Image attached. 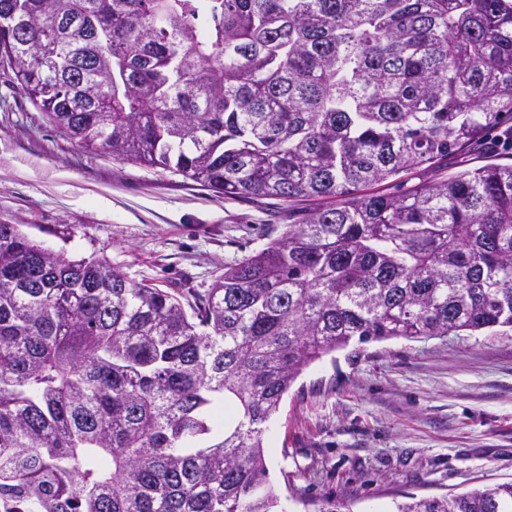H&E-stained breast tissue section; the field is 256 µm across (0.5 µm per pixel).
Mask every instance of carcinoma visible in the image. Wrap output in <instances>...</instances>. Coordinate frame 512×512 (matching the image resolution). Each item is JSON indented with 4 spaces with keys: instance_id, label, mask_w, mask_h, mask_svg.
<instances>
[{
    "instance_id": "obj_1",
    "label": "carcinoma",
    "mask_w": 512,
    "mask_h": 512,
    "mask_svg": "<svg viewBox=\"0 0 512 512\" xmlns=\"http://www.w3.org/2000/svg\"><path fill=\"white\" fill-rule=\"evenodd\" d=\"M0 66L86 151L325 201L187 303L0 224L14 512H279L265 424L311 363L512 329V165L441 174L512 139V0H0ZM396 512H512V482Z\"/></svg>"
}]
</instances>
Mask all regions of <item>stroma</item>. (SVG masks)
Here are the masks:
<instances>
[{
  "instance_id": "1",
  "label": "stroma",
  "mask_w": 512,
  "mask_h": 512,
  "mask_svg": "<svg viewBox=\"0 0 512 512\" xmlns=\"http://www.w3.org/2000/svg\"><path fill=\"white\" fill-rule=\"evenodd\" d=\"M286 203L228 198L180 175L88 152L0 68V224L129 278L203 293L279 237ZM285 512L330 497L352 512L512 481V335L351 343L309 366L267 425Z\"/></svg>"
}]
</instances>
